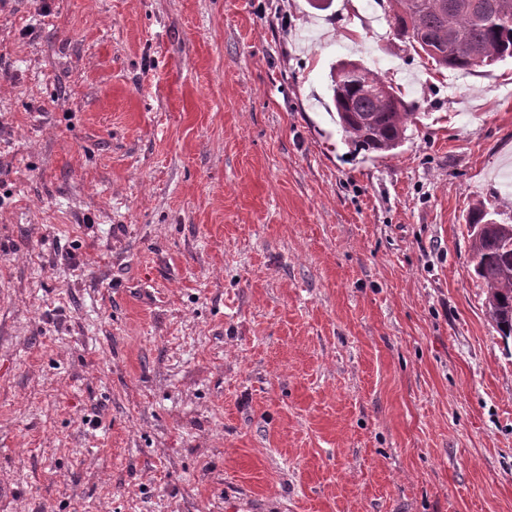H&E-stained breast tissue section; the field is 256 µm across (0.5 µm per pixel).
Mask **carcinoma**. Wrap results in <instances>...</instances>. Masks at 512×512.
<instances>
[{
  "label": "carcinoma",
  "instance_id": "1",
  "mask_svg": "<svg viewBox=\"0 0 512 512\" xmlns=\"http://www.w3.org/2000/svg\"><path fill=\"white\" fill-rule=\"evenodd\" d=\"M477 23L463 8H435V0H386L396 34L438 69L469 73L512 59V0H480ZM330 90L346 142L368 152L390 153L407 139L417 105L378 73L353 61L333 68ZM474 273L486 288V315L512 336V224L490 217L484 204L471 209Z\"/></svg>",
  "mask_w": 512,
  "mask_h": 512
}]
</instances>
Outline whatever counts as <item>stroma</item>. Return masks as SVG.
<instances>
[{
  "label": "stroma",
  "mask_w": 512,
  "mask_h": 512,
  "mask_svg": "<svg viewBox=\"0 0 512 512\" xmlns=\"http://www.w3.org/2000/svg\"><path fill=\"white\" fill-rule=\"evenodd\" d=\"M342 60L419 117L345 142ZM512 61L375 0H0V512H512ZM470 252L474 273L486 288V315L504 337L512 336V224H501L475 204Z\"/></svg>",
  "instance_id": "1"
}]
</instances>
